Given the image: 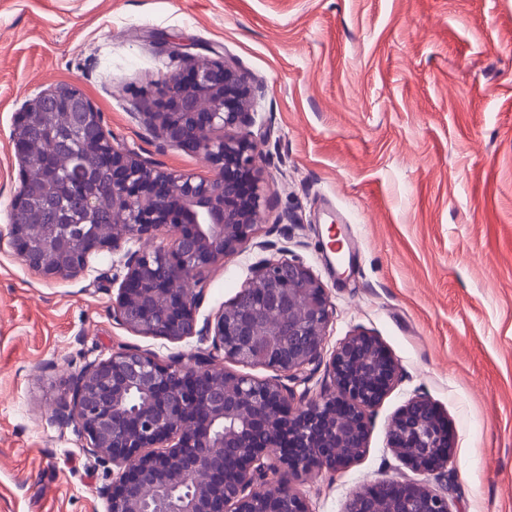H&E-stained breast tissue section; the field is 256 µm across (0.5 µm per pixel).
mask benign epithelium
Instances as JSON below:
<instances>
[{
  "label": "benign epithelium",
  "instance_id": "benign-epithelium-1",
  "mask_svg": "<svg viewBox=\"0 0 512 512\" xmlns=\"http://www.w3.org/2000/svg\"><path fill=\"white\" fill-rule=\"evenodd\" d=\"M75 128L102 125L79 90L45 91L16 135L40 128L34 117L61 99ZM247 78L222 57L184 56L161 81L144 123L162 140L205 161L210 174L178 173L147 162L103 136L77 151L62 175L46 169L47 187L69 185L90 223L30 224L27 184L11 204L9 237L26 265L47 278H69L104 250L124 251L126 272L112 303L124 326L172 341L199 336L212 352L167 363L137 348L92 361L71 377L52 408L58 424L85 441L94 463L112 466L100 488L107 512H309L296 487L303 474L338 470L365 449L367 412L395 385L397 369L372 336L348 337L333 355L332 388L305 398L270 380L227 372L217 355L271 367L299 380L321 357L332 304L324 283L274 241L252 264L234 299L197 329L204 271L237 254L255 231L263 197L258 140ZM112 163L109 202L116 224L92 223L102 197L82 191L85 176ZM166 230L169 244H154ZM129 243L136 249H124ZM296 447H284L286 430ZM391 450L413 470L447 466L448 431L432 404L410 398L387 431ZM343 512H455L453 499L420 484L388 499L365 488Z\"/></svg>",
  "mask_w": 512,
  "mask_h": 512
}]
</instances>
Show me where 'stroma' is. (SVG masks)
Returning a JSON list of instances; mask_svg holds the SVG:
<instances>
[{
	"instance_id": "obj_1",
	"label": "stroma",
	"mask_w": 512,
	"mask_h": 512,
	"mask_svg": "<svg viewBox=\"0 0 512 512\" xmlns=\"http://www.w3.org/2000/svg\"><path fill=\"white\" fill-rule=\"evenodd\" d=\"M175 42L247 76L263 133L264 220L207 273L198 323L272 240L327 288L324 356L362 332L402 375L363 454L302 478L310 512H343L390 481L451 491L458 512H512V0H0V231L23 182L18 115L60 84L93 103L115 145L203 172L141 118L182 64ZM124 273L103 252L87 273L46 279L0 246V512H106L111 473L50 419L70 375L127 348L163 362L210 350L121 325ZM416 395L453 449L430 476L387 443Z\"/></svg>"
}]
</instances>
